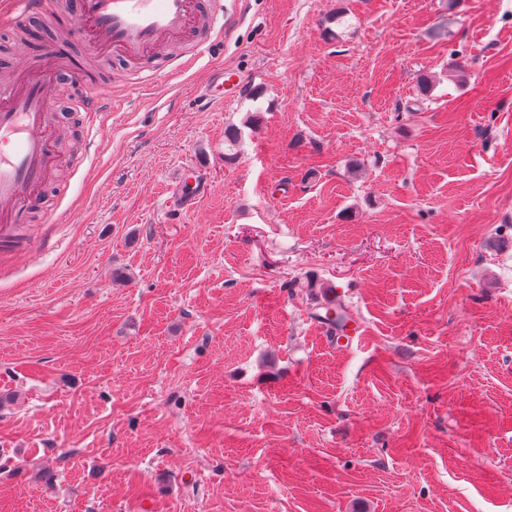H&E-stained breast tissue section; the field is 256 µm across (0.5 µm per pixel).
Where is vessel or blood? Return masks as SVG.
<instances>
[{"label":"vessel or blood","mask_w":512,"mask_h":512,"mask_svg":"<svg viewBox=\"0 0 512 512\" xmlns=\"http://www.w3.org/2000/svg\"><path fill=\"white\" fill-rule=\"evenodd\" d=\"M73 34L94 52L125 62H151L171 46L194 40L203 25L223 26L224 0H70ZM8 20L38 18L54 22L51 0H8ZM61 50L42 43L36 66L16 68L0 82V249L25 254L28 248L17 226L29 212L44 210L45 186L55 158L56 136L47 119L51 95L61 77L88 83L84 65L62 68ZM109 94L84 98L81 109L97 116L110 114Z\"/></svg>","instance_id":"vessel-or-blood-1"}]
</instances>
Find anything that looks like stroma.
<instances>
[{"instance_id":"35a3bbf8","label":"stroma","mask_w":512,"mask_h":512,"mask_svg":"<svg viewBox=\"0 0 512 512\" xmlns=\"http://www.w3.org/2000/svg\"><path fill=\"white\" fill-rule=\"evenodd\" d=\"M224 9L105 125L51 96V212L0 254V512H512V0Z\"/></svg>"}]
</instances>
